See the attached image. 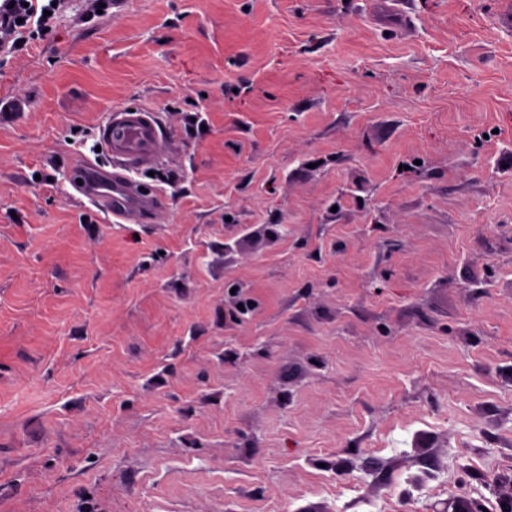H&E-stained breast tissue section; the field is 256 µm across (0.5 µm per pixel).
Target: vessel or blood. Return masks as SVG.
<instances>
[{
    "mask_svg": "<svg viewBox=\"0 0 512 512\" xmlns=\"http://www.w3.org/2000/svg\"><path fill=\"white\" fill-rule=\"evenodd\" d=\"M100 140L119 165L108 172L97 169L87 160L76 163L80 192L106 217L131 222L142 220L159 207L161 198L152 192L130 188L123 171L132 166H149L157 158L160 140L153 115L138 109L114 110L101 130Z\"/></svg>",
    "mask_w": 512,
    "mask_h": 512,
    "instance_id": "vessel-or-blood-1",
    "label": "vessel or blood"
}]
</instances>
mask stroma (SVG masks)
Segmentation results:
<instances>
[{
	"label": "stroma",
	"instance_id": "1",
	"mask_svg": "<svg viewBox=\"0 0 512 512\" xmlns=\"http://www.w3.org/2000/svg\"><path fill=\"white\" fill-rule=\"evenodd\" d=\"M103 2L0 56V512H501L512 0ZM102 128V147L120 164L112 172L97 169L82 160L74 165L78 190L108 219L138 222L157 209L161 198L130 188L121 172L128 167H146L158 156L159 132L154 116L145 110L115 109ZM81 179L82 185L77 183Z\"/></svg>",
	"mask_w": 512,
	"mask_h": 512
}]
</instances>
